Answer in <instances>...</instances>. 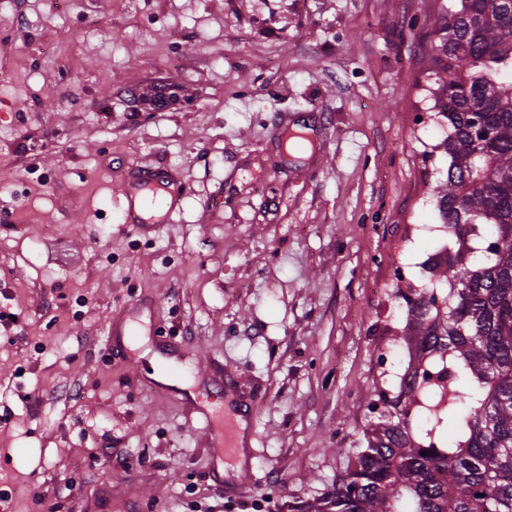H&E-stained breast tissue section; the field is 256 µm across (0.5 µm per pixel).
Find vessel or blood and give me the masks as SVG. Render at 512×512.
<instances>
[{"mask_svg":"<svg viewBox=\"0 0 512 512\" xmlns=\"http://www.w3.org/2000/svg\"><path fill=\"white\" fill-rule=\"evenodd\" d=\"M180 200L178 189L159 170L143 167L125 173L121 179L119 202L125 223H143V210L164 208L171 211L179 206ZM201 415L205 420L208 447L220 454H230L239 466L235 481L224 487L225 494H236L252 474L253 446V430L236 384L225 381L211 405L202 408Z\"/></svg>","mask_w":512,"mask_h":512,"instance_id":"vessel-or-blood-1","label":"vessel or blood"}]
</instances>
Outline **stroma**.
Listing matches in <instances>:
<instances>
[{
    "label": "stroma",
    "mask_w": 512,
    "mask_h": 512,
    "mask_svg": "<svg viewBox=\"0 0 512 512\" xmlns=\"http://www.w3.org/2000/svg\"><path fill=\"white\" fill-rule=\"evenodd\" d=\"M460 0H0V512H288L366 448L436 240L430 22ZM184 184L131 227L120 171ZM234 376L253 476L196 405ZM123 453L109 466L108 449Z\"/></svg>",
    "instance_id": "1"
}]
</instances>
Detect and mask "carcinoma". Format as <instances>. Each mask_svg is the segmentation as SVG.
<instances>
[{
  "label": "carcinoma",
  "mask_w": 512,
  "mask_h": 512,
  "mask_svg": "<svg viewBox=\"0 0 512 512\" xmlns=\"http://www.w3.org/2000/svg\"><path fill=\"white\" fill-rule=\"evenodd\" d=\"M433 35L451 128L436 207L453 246L407 311L425 365L408 391L380 393L332 491L290 512H512V0H460Z\"/></svg>",
  "instance_id": "carcinoma-1"
}]
</instances>
